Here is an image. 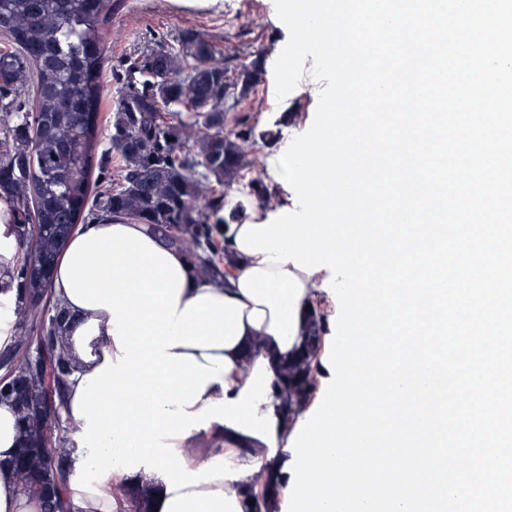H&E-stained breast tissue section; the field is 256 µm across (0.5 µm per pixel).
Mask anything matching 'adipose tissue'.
Returning a JSON list of instances; mask_svg holds the SVG:
<instances>
[{"label":"adipose tissue","instance_id":"adipose-tissue-1","mask_svg":"<svg viewBox=\"0 0 512 512\" xmlns=\"http://www.w3.org/2000/svg\"><path fill=\"white\" fill-rule=\"evenodd\" d=\"M270 214L255 206L227 225L234 270L221 284L145 224L72 235L52 287L73 318L62 416L76 512H127V482L148 490L153 512H252L273 485L267 510L281 512L287 445L312 406L288 394L287 370L330 272L238 249L243 225Z\"/></svg>","mask_w":512,"mask_h":512}]
</instances>
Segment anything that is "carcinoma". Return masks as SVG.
<instances>
[{
    "mask_svg": "<svg viewBox=\"0 0 512 512\" xmlns=\"http://www.w3.org/2000/svg\"><path fill=\"white\" fill-rule=\"evenodd\" d=\"M114 0H0V200L21 257L0 268V289L14 288L19 314L35 311L48 294L58 258L72 231L105 217L149 224L176 239L195 272L214 282L230 274L227 198L253 165L246 146L256 137L249 112L228 117L227 69L221 50L199 35L184 37L175 55L157 40L124 61L123 85L109 129L98 121L106 60L105 35ZM180 125L166 121L169 109ZM109 148L100 149L103 141ZM68 315L55 305L39 330L62 334ZM49 379L70 367L62 348L48 350ZM42 389L30 395L21 424L31 438H48L39 410ZM46 453L36 451L17 475L39 493Z\"/></svg>",
    "mask_w": 512,
    "mask_h": 512,
    "instance_id": "1",
    "label": "carcinoma"
}]
</instances>
